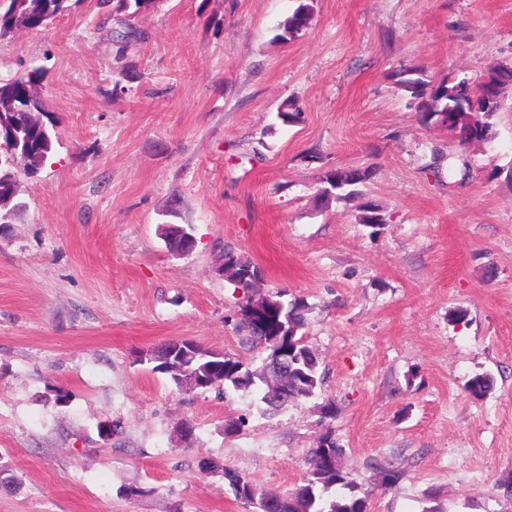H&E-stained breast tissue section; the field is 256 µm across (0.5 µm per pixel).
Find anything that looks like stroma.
Wrapping results in <instances>:
<instances>
[{
    "label": "stroma",
    "mask_w": 512,
    "mask_h": 512,
    "mask_svg": "<svg viewBox=\"0 0 512 512\" xmlns=\"http://www.w3.org/2000/svg\"><path fill=\"white\" fill-rule=\"evenodd\" d=\"M297 5L157 0L130 72L97 0L0 41V73L42 68L56 131L46 165L17 175L26 212L0 228V512H253L223 468L288 491L328 428L370 512H512V84L487 136L463 144L396 82L511 65L512 0H314L309 28L276 41ZM288 99L292 124L277 116ZM452 158L468 178L449 177ZM347 167L372 172L361 191L384 210L379 232L359 224L361 198H318ZM175 201L197 240L187 256L157 234ZM228 245L308 307L324 381L276 415L249 393L178 391L141 362L186 338L262 368L234 332ZM481 373L495 386L474 399ZM108 417L121 431L106 442Z\"/></svg>",
    "instance_id": "35a3bbf8"
}]
</instances>
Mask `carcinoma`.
<instances>
[{
  "label": "carcinoma",
  "instance_id": "carcinoma-1",
  "mask_svg": "<svg viewBox=\"0 0 512 512\" xmlns=\"http://www.w3.org/2000/svg\"><path fill=\"white\" fill-rule=\"evenodd\" d=\"M100 5L121 15L117 19L120 29L112 36L116 48L115 59L128 70L132 65L126 61V44L140 35L135 20L155 5V0H100ZM69 10V0H0V39L18 30L40 31L48 27L59 16ZM313 16V5L299 0L298 6L279 25L278 39L287 42L299 36L308 27ZM42 74L39 67L23 75L26 88L16 89L13 77L0 76V94L11 96L16 104L34 112H43L37 83ZM512 82V67L499 65L493 68L479 83L463 78L451 84L442 83L427 91L426 83L420 79L399 80L411 96L421 100L420 107L428 118L438 117L448 131L455 133L469 130L470 136L479 140L491 127L490 119L499 110V89ZM468 86L467 95H459V88ZM53 138L44 131V125L26 123L24 115L7 105L0 106V224L1 215L8 211L20 217L25 203L20 200V186L15 178V167L8 159L18 156V166L33 175L46 163L53 151ZM366 169L342 170V192L338 199H349L361 195L358 185L369 179ZM359 223L374 229L384 225L380 205L367 201L360 206ZM224 276L242 292L247 300L261 280V270L248 257L233 249L224 250V263L219 268ZM285 291L279 289L269 297L266 312L261 321L250 317L245 305L239 306L235 330L241 341L251 348L267 353L263 367L253 372L243 359L235 354L217 352L203 347L190 339L171 340L151 351L147 363L152 371L169 376L180 391L218 389L224 392H255L266 410L278 413L288 404L308 400L316 395L323 383L319 371V360L308 343L306 333V305L300 299L284 301ZM280 354L288 359V379L281 389L271 385L274 376L269 368V357ZM494 387V378L489 374L472 377L466 391L474 398H482ZM311 467L302 485L281 496L283 512H369L368 495H359L357 486L348 480L341 465L342 448L337 444L332 430L326 429L315 447L309 451ZM224 482L236 499L253 505L254 512H276L269 505L273 493L268 492L239 472L223 469Z\"/></svg>",
  "mask_w": 512,
  "mask_h": 512
}]
</instances>
